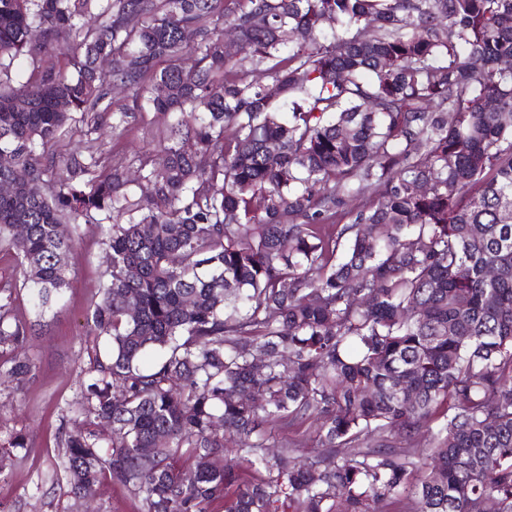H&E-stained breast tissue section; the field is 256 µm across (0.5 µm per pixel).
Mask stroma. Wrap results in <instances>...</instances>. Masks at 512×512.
<instances>
[{"instance_id":"obj_1","label":"stroma","mask_w":512,"mask_h":512,"mask_svg":"<svg viewBox=\"0 0 512 512\" xmlns=\"http://www.w3.org/2000/svg\"><path fill=\"white\" fill-rule=\"evenodd\" d=\"M167 115L146 112L128 119L120 134H104L102 148L111 165L136 168L156 148ZM105 246L90 232L68 257L70 285L62 301L37 317L26 293H19L13 314L37 322L29 338L36 363L30 381H0V512H141V502L106 481L91 497L70 493L63 476L64 450L58 436L64 408L79 400L82 370L92 351L107 352L108 337L91 338L86 318L98 299ZM20 447H10V440Z\"/></svg>"}]
</instances>
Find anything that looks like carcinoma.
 Here are the masks:
<instances>
[{
    "instance_id": "carcinoma-1",
    "label": "carcinoma",
    "mask_w": 512,
    "mask_h": 512,
    "mask_svg": "<svg viewBox=\"0 0 512 512\" xmlns=\"http://www.w3.org/2000/svg\"><path fill=\"white\" fill-rule=\"evenodd\" d=\"M17 58L1 380L36 369L18 292L45 314L113 219L88 320L111 350L62 439L73 495L110 479L143 512H512V0H0V68ZM114 89L121 122L171 115L155 157L133 180L98 149L60 169L51 147L76 114L98 132ZM314 416L302 459L279 435Z\"/></svg>"
}]
</instances>
